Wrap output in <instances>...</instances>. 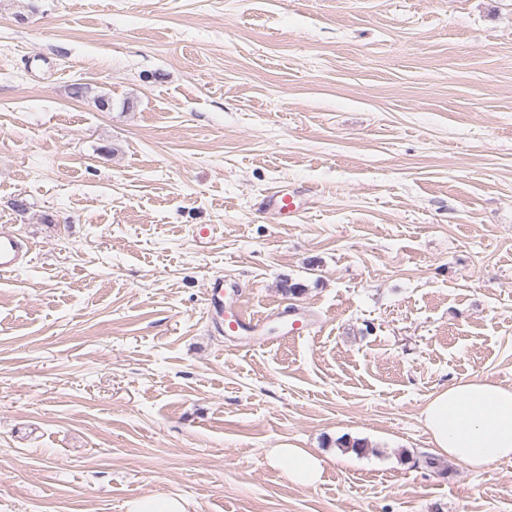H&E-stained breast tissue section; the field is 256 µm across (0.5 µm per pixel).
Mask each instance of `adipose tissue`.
Segmentation results:
<instances>
[{"instance_id": "ef3b65f1", "label": "adipose tissue", "mask_w": 512, "mask_h": 512, "mask_svg": "<svg viewBox=\"0 0 512 512\" xmlns=\"http://www.w3.org/2000/svg\"><path fill=\"white\" fill-rule=\"evenodd\" d=\"M421 416L438 455L474 471L512 459V385L477 377L454 382L429 398ZM268 457L298 486L315 485L324 470V459L305 448H273Z\"/></svg>"}]
</instances>
